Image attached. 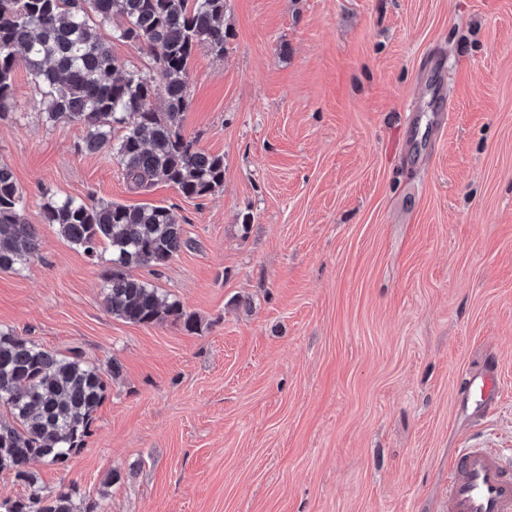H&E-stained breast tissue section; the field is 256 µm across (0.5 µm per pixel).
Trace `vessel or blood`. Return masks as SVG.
<instances>
[{
	"label": "vessel or blood",
	"mask_w": 512,
	"mask_h": 512,
	"mask_svg": "<svg viewBox=\"0 0 512 512\" xmlns=\"http://www.w3.org/2000/svg\"><path fill=\"white\" fill-rule=\"evenodd\" d=\"M468 390L480 397L479 414L492 413L499 393L496 369L471 375ZM447 512H512V467L504 464L497 449L474 446L457 451L448 465Z\"/></svg>",
	"instance_id": "1"
}]
</instances>
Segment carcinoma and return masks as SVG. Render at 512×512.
<instances>
[{
	"mask_svg": "<svg viewBox=\"0 0 512 512\" xmlns=\"http://www.w3.org/2000/svg\"><path fill=\"white\" fill-rule=\"evenodd\" d=\"M226 0H0V118L13 105L12 75L23 60L51 124H75L78 151L107 143L133 190L162 180L187 198L203 199L224 184V156L196 147L183 130L190 107L189 71L196 50L224 57ZM121 19L113 39L152 54L146 71L113 56L101 30ZM23 190L0 165V271H17L39 251L34 225L24 222ZM43 221L90 258L112 253L103 277L107 310L128 323H179L198 330L194 314L134 275L164 267L197 242L185 236L173 209L131 207L103 200L50 199ZM106 391L104 373L74 351L63 356L31 339L0 331V471L14 473L28 493L0 503V512H103L71 484L36 485L28 468L42 460L63 465L85 446Z\"/></svg>",
	"mask_w": 512,
	"mask_h": 512,
	"instance_id": "obj_1",
	"label": "carcinoma"
}]
</instances>
